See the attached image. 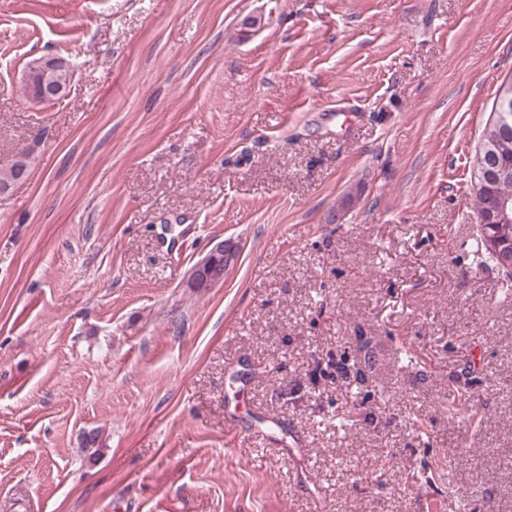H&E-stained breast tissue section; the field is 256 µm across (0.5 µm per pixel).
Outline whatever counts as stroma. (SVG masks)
I'll return each instance as SVG.
<instances>
[{
	"label": "stroma",
	"instance_id": "obj_1",
	"mask_svg": "<svg viewBox=\"0 0 512 512\" xmlns=\"http://www.w3.org/2000/svg\"><path fill=\"white\" fill-rule=\"evenodd\" d=\"M509 79L512 0H0V512H512ZM74 69L73 61L62 55L46 56L36 59L25 72V79L29 83H34L38 77H42V94L39 101L42 103L53 102L66 96L70 86L71 75ZM66 72L59 74L57 78H63L67 81H60L45 84V78L48 73ZM480 155H481V150L479 149V153H477V151H476L475 156H474V165L475 166H474V172L472 173V178H473L472 186H473L474 198H475V202H476L477 214H484L487 209V207H486L487 201L483 195H481L475 191V181H478L477 177H479L477 188L483 192H486L488 190L489 183L491 182V180L493 178H497V179L509 178L510 174H511V168H510V165L504 164L498 170H496L493 174H491V173L487 172V170L483 167L482 160H479V169H478V158L480 159ZM478 173H479V176H478ZM492 222L495 224L493 234L487 235V242L490 249L497 253L499 263L496 267L494 255L488 250L484 237V226L487 224L485 217H478L479 234L473 245V255L480 265L491 268L496 267L497 271L502 275L512 277V256H511V239L508 230L503 228V224L512 225V199L510 197H500L497 201L495 211L493 212ZM224 256V269L228 266L231 260L235 256V251L231 246H225L224 243H220L215 246L212 253L202 260L191 273L190 283L194 288H207L213 282L220 279V274L215 269L214 258L217 256Z\"/></svg>",
	"mask_w": 512,
	"mask_h": 512
}]
</instances>
